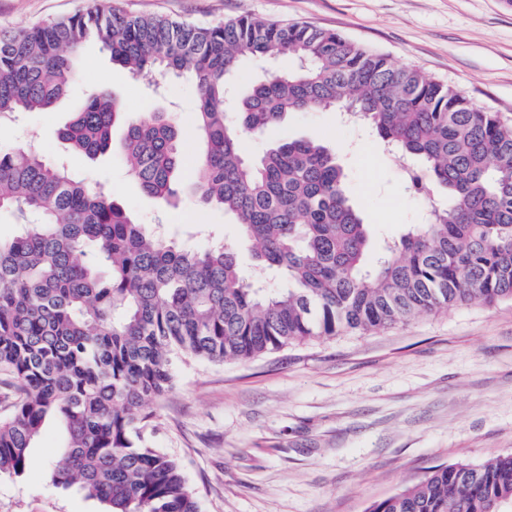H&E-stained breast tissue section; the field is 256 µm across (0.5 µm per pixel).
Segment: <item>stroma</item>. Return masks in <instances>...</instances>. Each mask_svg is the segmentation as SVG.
<instances>
[{
    "mask_svg": "<svg viewBox=\"0 0 512 512\" xmlns=\"http://www.w3.org/2000/svg\"><path fill=\"white\" fill-rule=\"evenodd\" d=\"M92 0H0V29L74 15ZM131 13L207 25L228 17L299 21L337 30L464 91L512 120V0H112ZM55 108L0 120V148L36 144L88 180L112 188L138 223L163 225L202 250L209 231L238 227L222 210L183 198L158 205L120 151L89 159L60 132L85 93L116 92L134 112L169 110L179 126L184 182L197 174L196 89L189 77H130L95 43ZM280 136L321 138L341 158L371 235L370 260L430 208L407 189L403 159L367 127L332 112L289 115ZM175 388L153 407L156 446L181 462L202 512H366L429 468L478 465L512 453V300L475 302L367 333L344 332L254 361L175 365ZM64 436L49 426L23 475L0 476V512H99L52 481Z\"/></svg>",
    "mask_w": 512,
    "mask_h": 512,
    "instance_id": "35a3bbf8",
    "label": "stroma"
}]
</instances>
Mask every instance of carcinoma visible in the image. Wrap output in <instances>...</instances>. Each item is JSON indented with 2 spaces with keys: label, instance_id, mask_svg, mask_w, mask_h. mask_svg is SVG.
<instances>
[{
  "label": "carcinoma",
  "instance_id": "1",
  "mask_svg": "<svg viewBox=\"0 0 512 512\" xmlns=\"http://www.w3.org/2000/svg\"><path fill=\"white\" fill-rule=\"evenodd\" d=\"M96 43L132 77L188 76L197 91L198 177L190 195L240 227L255 260L204 251L140 224L64 161L0 150V475H22L53 421L65 433L54 480L102 512H200L178 460L152 440V405L174 364L247 362L343 330L367 332L472 301L512 300V124L457 87L334 30L249 15L209 25L127 14L103 0L66 19L0 30V118L51 108ZM287 56L242 88L253 59ZM349 108L382 143L419 161L411 188L434 202L369 267L368 225L336 154L315 138L268 136L295 112ZM161 202L177 192L182 146L166 112L133 113L90 90L62 132L73 152L112 150ZM279 284L261 285L266 270ZM512 455L430 468L367 512H509Z\"/></svg>",
  "mask_w": 512,
  "mask_h": 512
}]
</instances>
